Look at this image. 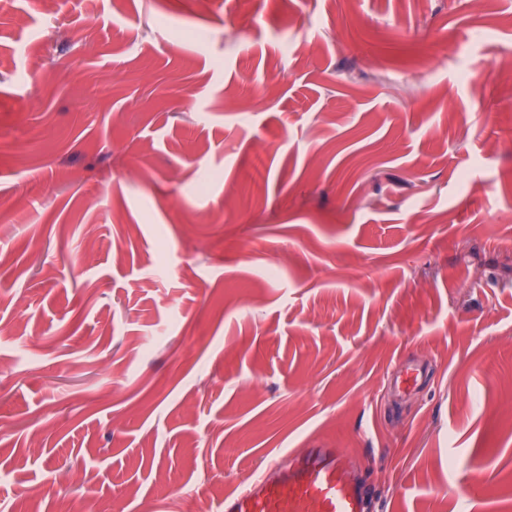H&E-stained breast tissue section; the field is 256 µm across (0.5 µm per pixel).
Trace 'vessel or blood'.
I'll use <instances>...</instances> for the list:
<instances>
[{
  "label": "vessel or blood",
  "instance_id": "b4317fda",
  "mask_svg": "<svg viewBox=\"0 0 512 512\" xmlns=\"http://www.w3.org/2000/svg\"><path fill=\"white\" fill-rule=\"evenodd\" d=\"M344 449L313 448L287 468L265 470L225 494L220 512H372Z\"/></svg>",
  "mask_w": 512,
  "mask_h": 512
}]
</instances>
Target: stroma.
Returning <instances> with one entry per match:
<instances>
[{"label":"stroma","instance_id":"stroma-1","mask_svg":"<svg viewBox=\"0 0 512 512\" xmlns=\"http://www.w3.org/2000/svg\"><path fill=\"white\" fill-rule=\"evenodd\" d=\"M460 2L0 0V512L311 448L512 512V0Z\"/></svg>","mask_w":512,"mask_h":512}]
</instances>
